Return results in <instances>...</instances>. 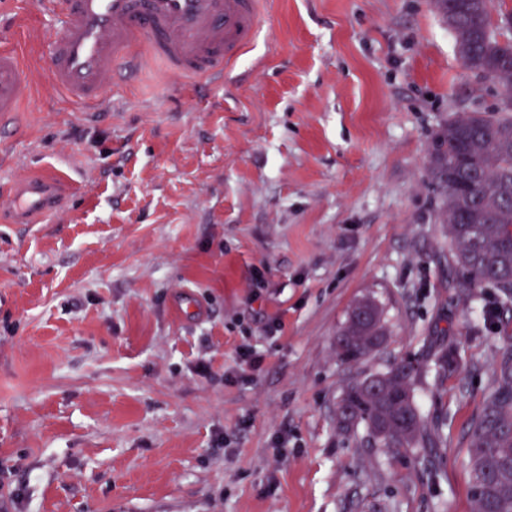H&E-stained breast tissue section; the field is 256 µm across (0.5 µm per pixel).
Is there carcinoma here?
<instances>
[{"label": "carcinoma", "instance_id": "carcinoma-1", "mask_svg": "<svg viewBox=\"0 0 512 512\" xmlns=\"http://www.w3.org/2000/svg\"><path fill=\"white\" fill-rule=\"evenodd\" d=\"M504 4L436 0L464 67L499 85L504 99L490 113L448 118L431 165L442 189L452 268L468 287L490 285L501 305L512 306V10ZM387 335L383 308L363 298L339 332L337 355L356 361L380 348ZM418 376L412 364L401 362L348 384L339 400L337 429L362 426L369 443L437 455L439 435L415 400ZM494 384L469 432L473 512H512V344Z\"/></svg>", "mask_w": 512, "mask_h": 512}]
</instances>
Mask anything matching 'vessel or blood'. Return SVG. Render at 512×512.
Returning a JSON list of instances; mask_svg holds the SVG:
<instances>
[{
	"instance_id": "1",
	"label": "vessel or blood",
	"mask_w": 512,
	"mask_h": 512,
	"mask_svg": "<svg viewBox=\"0 0 512 512\" xmlns=\"http://www.w3.org/2000/svg\"><path fill=\"white\" fill-rule=\"evenodd\" d=\"M62 18L46 65L51 88L84 109L99 105L120 74L147 62L186 78L223 79L256 41L266 0H40ZM36 65L12 45L0 47V128L30 99ZM58 173L27 174L1 186L14 224H38L64 207Z\"/></svg>"
}]
</instances>
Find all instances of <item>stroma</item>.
<instances>
[{
	"instance_id": "35a3bbf8",
	"label": "stroma",
	"mask_w": 512,
	"mask_h": 512,
	"mask_svg": "<svg viewBox=\"0 0 512 512\" xmlns=\"http://www.w3.org/2000/svg\"><path fill=\"white\" fill-rule=\"evenodd\" d=\"M59 27L36 0L0 15L40 58ZM502 98L434 0H269L227 78L158 67L94 112L35 95L0 184L70 190L45 223L0 218V512H472L512 308L459 284L430 160L449 117ZM365 297L389 335L347 365ZM400 361L436 458L336 428L343 388Z\"/></svg>"
}]
</instances>
